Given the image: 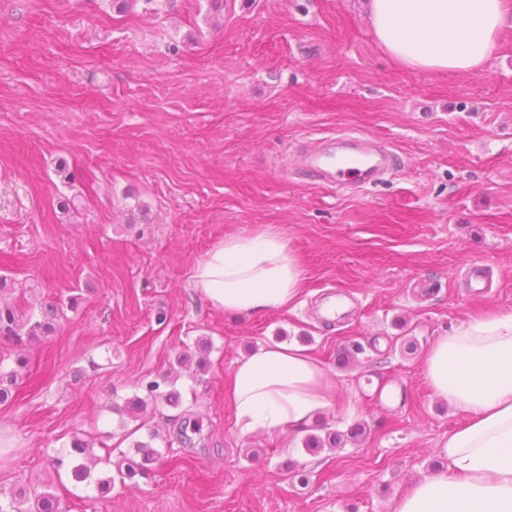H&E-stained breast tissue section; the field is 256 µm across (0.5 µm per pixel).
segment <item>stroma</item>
<instances>
[{"instance_id":"35a3bbf8","label":"stroma","mask_w":512,"mask_h":512,"mask_svg":"<svg viewBox=\"0 0 512 512\" xmlns=\"http://www.w3.org/2000/svg\"><path fill=\"white\" fill-rule=\"evenodd\" d=\"M348 131L386 140L394 172L350 189L307 178L302 146ZM71 198L79 210L63 209ZM266 227L301 260L303 295L216 311L195 263ZM1 275L23 311L79 297L41 341L0 337L1 356L29 359L0 405V493L25 490L24 512L44 491L64 512H392L464 420L422 357L468 317L512 312V20L480 71L432 74L380 47L359 0L123 14L108 0H0ZM422 279L437 285L425 298ZM202 338L209 367H179ZM288 342L335 379L322 426L363 424L358 443L311 454L299 431L239 432L224 396L234 362ZM355 343L363 353L340 365ZM153 380L179 406L112 411ZM76 436L116 460L149 439L162 459L97 499L51 466Z\"/></svg>"}]
</instances>
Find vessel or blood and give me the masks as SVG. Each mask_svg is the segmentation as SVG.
I'll list each match as a JSON object with an SVG mask.
<instances>
[{
  "mask_svg": "<svg viewBox=\"0 0 512 512\" xmlns=\"http://www.w3.org/2000/svg\"><path fill=\"white\" fill-rule=\"evenodd\" d=\"M394 162V154L382 139L359 134L325 139L304 155L307 173L327 187L371 183Z\"/></svg>",
  "mask_w": 512,
  "mask_h": 512,
  "instance_id": "b4317fda",
  "label": "vessel or blood"
}]
</instances>
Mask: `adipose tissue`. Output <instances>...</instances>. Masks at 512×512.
I'll use <instances>...</instances> for the list:
<instances>
[{"instance_id": "obj_1", "label": "adipose tissue", "mask_w": 512, "mask_h": 512, "mask_svg": "<svg viewBox=\"0 0 512 512\" xmlns=\"http://www.w3.org/2000/svg\"><path fill=\"white\" fill-rule=\"evenodd\" d=\"M378 44L406 68L474 72L498 48L512 0H364ZM195 288L224 313L283 310L301 296L305 270L273 228L222 239L192 269ZM433 395L465 422L439 448L441 464L393 502L392 512H512V312L474 316L421 363ZM226 400L242 434L301 429L335 404V381L295 344L237 359Z\"/></svg>"}]
</instances>
